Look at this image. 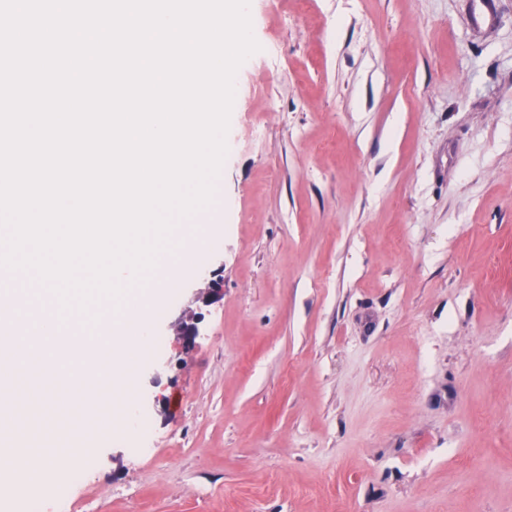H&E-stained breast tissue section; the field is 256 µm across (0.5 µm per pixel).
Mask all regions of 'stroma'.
I'll return each mask as SVG.
<instances>
[{"instance_id":"1","label":"stroma","mask_w":512,"mask_h":512,"mask_svg":"<svg viewBox=\"0 0 512 512\" xmlns=\"http://www.w3.org/2000/svg\"><path fill=\"white\" fill-rule=\"evenodd\" d=\"M293 2L69 512H512V0Z\"/></svg>"}]
</instances>
